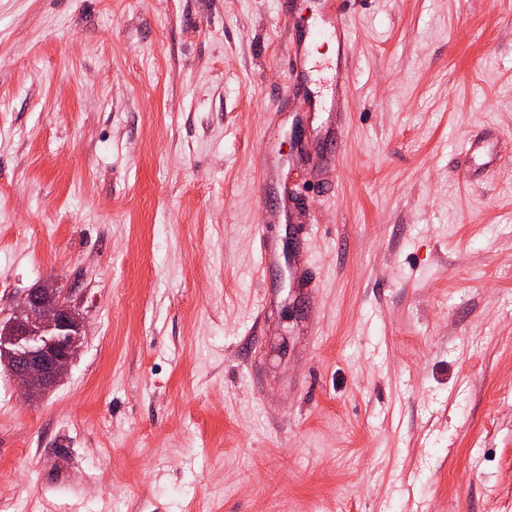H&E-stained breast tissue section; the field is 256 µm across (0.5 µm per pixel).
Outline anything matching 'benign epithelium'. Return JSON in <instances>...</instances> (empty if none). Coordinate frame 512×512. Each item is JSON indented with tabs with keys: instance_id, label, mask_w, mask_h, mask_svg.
<instances>
[{
	"instance_id": "obj_1",
	"label": "benign epithelium",
	"mask_w": 512,
	"mask_h": 512,
	"mask_svg": "<svg viewBox=\"0 0 512 512\" xmlns=\"http://www.w3.org/2000/svg\"><path fill=\"white\" fill-rule=\"evenodd\" d=\"M83 330L65 294L49 285L32 288L0 329V363L26 398H37L66 375Z\"/></svg>"
}]
</instances>
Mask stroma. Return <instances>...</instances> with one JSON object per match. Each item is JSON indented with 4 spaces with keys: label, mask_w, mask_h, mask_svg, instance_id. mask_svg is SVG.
<instances>
[{
    "label": "stroma",
    "mask_w": 512,
    "mask_h": 512,
    "mask_svg": "<svg viewBox=\"0 0 512 512\" xmlns=\"http://www.w3.org/2000/svg\"><path fill=\"white\" fill-rule=\"evenodd\" d=\"M336 3L344 97L322 0H0V323L85 321L0 512H512V0ZM345 28L342 26L340 17L336 11L329 7L327 18H322V23L318 24L313 32L316 38L327 37L329 39H336L337 42V64L341 62L347 55L348 41L345 38ZM260 225H258L259 236V252H258V267L260 270L265 269L267 266L275 263L277 259L276 252L273 250L266 236V228L269 223L266 213L260 217Z\"/></svg>",
    "instance_id": "stroma-1"
}]
</instances>
